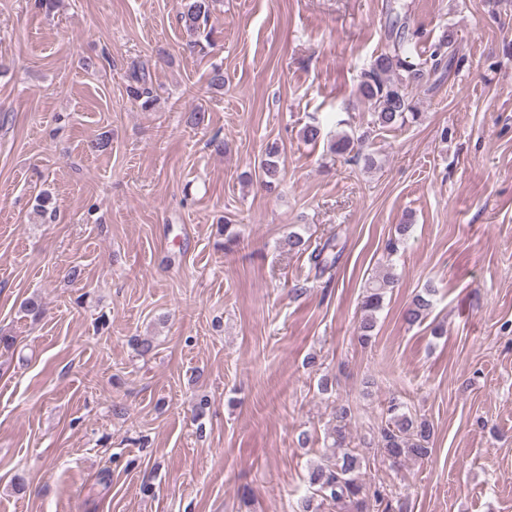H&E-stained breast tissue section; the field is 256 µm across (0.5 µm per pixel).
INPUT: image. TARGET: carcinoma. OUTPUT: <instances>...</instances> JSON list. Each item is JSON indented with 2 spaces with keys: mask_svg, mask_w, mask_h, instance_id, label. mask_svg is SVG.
<instances>
[{
  "mask_svg": "<svg viewBox=\"0 0 512 512\" xmlns=\"http://www.w3.org/2000/svg\"><path fill=\"white\" fill-rule=\"evenodd\" d=\"M213 0H181V11L178 22L186 33L193 35L207 25ZM413 38L405 31H396L389 36L385 50L377 56L369 69L362 76L357 87L358 97L368 105L373 117L372 123L382 129L402 127L420 119L414 102L413 90L421 85L429 73H446L453 58L449 50L453 47L452 35L444 33L435 44L429 58L421 63L409 61ZM127 95L141 102V107L150 109L157 101L152 86L150 73L143 67L132 69ZM365 135L342 134L332 143L331 149L337 154L353 155L362 159L364 166L370 168L374 164L373 157L361 151ZM278 148L272 146L261 161L264 178L261 183L272 186L279 178V166L276 157ZM336 236L327 237L318 243L313 250H308L306 241L299 234L291 232L279 242V248L288 252L310 251V261L319 273L323 274L336 267L340 254L336 253ZM391 273L374 279L368 283L362 297L361 309L363 317L358 326L359 340L366 345L373 337L377 323V314L383 307L385 290L394 284ZM433 290L425 289L415 295L404 310V319L410 324L422 323L430 314L433 302ZM351 416L350 408L341 406L336 409V426L331 429L334 447L340 449L334 462L316 465L309 474L308 483L312 493L301 501L302 512H319L313 506L315 497L331 501L337 505L350 504L355 512H366L367 498H373L375 505H385L383 512H391V503L385 502L384 495L376 491L369 496L360 475L364 459L345 448L346 436L344 423ZM433 434V425L426 418H418L405 410L403 403L391 399L386 409V421L380 431L381 448L387 456L394 460L402 458H424L429 455L428 444Z\"/></svg>",
  "mask_w": 512,
  "mask_h": 512,
  "instance_id": "carcinoma-1",
  "label": "carcinoma"
}]
</instances>
